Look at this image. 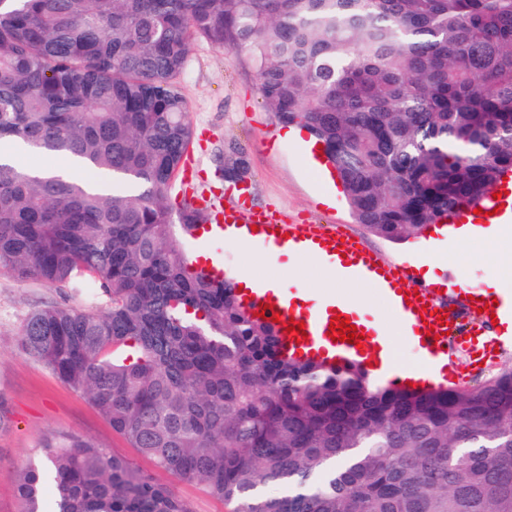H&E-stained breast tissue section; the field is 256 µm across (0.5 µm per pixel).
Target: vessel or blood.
Returning <instances> with one entry per match:
<instances>
[{
  "mask_svg": "<svg viewBox=\"0 0 512 512\" xmlns=\"http://www.w3.org/2000/svg\"><path fill=\"white\" fill-rule=\"evenodd\" d=\"M243 220L248 221L249 225L257 226V239L289 252L297 251L302 245L317 249L323 260L332 264L340 263L347 278L372 279L375 289L380 293H391L396 283L408 276L406 266L395 267L387 264L377 256L366 253L356 243L342 240L336 231H327L315 224L301 229L288 224L282 225L271 212L253 213L246 217L237 212L212 208L207 212L206 222L195 227L193 236L199 240L220 238L227 227ZM416 293L417 300L409 303L400 301L396 304L404 324L414 331L413 336L408 339L409 345L433 361L444 362L448 359V346L453 343L461 350L471 353L474 362H481V351L486 343L482 329L450 314L446 303L434 300L433 292L428 286L417 288ZM242 301L250 312H262L269 318L277 316L285 323L292 320L303 322L305 339L297 340L295 334L285 331L281 334L283 345L295 352L307 351L332 362L351 363L359 355L355 343L335 341L329 337L332 317H348L358 332L364 334L368 331L362 318L354 314L349 305L340 302L326 307L304 306L291 298L289 293L276 295L262 287L246 291Z\"/></svg>",
  "mask_w": 512,
  "mask_h": 512,
  "instance_id": "obj_1",
  "label": "vessel or blood"
}]
</instances>
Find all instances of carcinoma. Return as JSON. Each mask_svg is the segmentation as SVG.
<instances>
[{
    "label": "carcinoma",
    "mask_w": 512,
    "mask_h": 512,
    "mask_svg": "<svg viewBox=\"0 0 512 512\" xmlns=\"http://www.w3.org/2000/svg\"><path fill=\"white\" fill-rule=\"evenodd\" d=\"M196 37L251 56L375 236L419 235L512 171V0H0V140L85 173L0 161V271L107 298L34 309L20 348L230 512H512L511 368L382 385L285 351L235 283L191 268L202 213L167 193L194 141ZM41 453L20 512H191L92 440Z\"/></svg>",
    "instance_id": "obj_1"
}]
</instances>
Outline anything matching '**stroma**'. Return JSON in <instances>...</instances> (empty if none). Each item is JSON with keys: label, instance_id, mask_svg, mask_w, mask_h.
I'll return each instance as SVG.
<instances>
[{"label": "stroma", "instance_id": "1", "mask_svg": "<svg viewBox=\"0 0 512 512\" xmlns=\"http://www.w3.org/2000/svg\"><path fill=\"white\" fill-rule=\"evenodd\" d=\"M194 130L189 151L192 174H178L169 201L179 205L185 196L219 197L225 210L238 208L231 181L222 177L224 159L237 150L249 166L246 182L254 209L276 212L282 223L317 224L359 240L367 252L388 263H410L429 252L428 236L395 243L368 232L356 223L337 182L322 179L305 160V142L283 136L281 124L263 104L256 67L248 53L225 51L203 39L190 46L182 76ZM186 252L198 250L224 263L226 275L249 274L274 279L283 288L306 292L319 299L332 278L326 262L289 259L274 254L269 245L231 240L205 244L186 238ZM499 245L482 241L461 246L445 240L437 252L440 277L455 275L459 290L447 295L449 306H465V287H481L497 274ZM359 292L360 308L369 323L388 336L396 356L416 361L388 300L373 288ZM60 290L37 281H18L0 273V412L8 423L0 429V512H19L17 484L23 463L40 460V448L49 440L80 436L133 461L156 482L171 486L193 512H227L222 500L198 484L174 479L141 457L99 412L42 365L20 350L15 338L25 317L35 308L62 301Z\"/></svg>", "mask_w": 512, "mask_h": 512}]
</instances>
